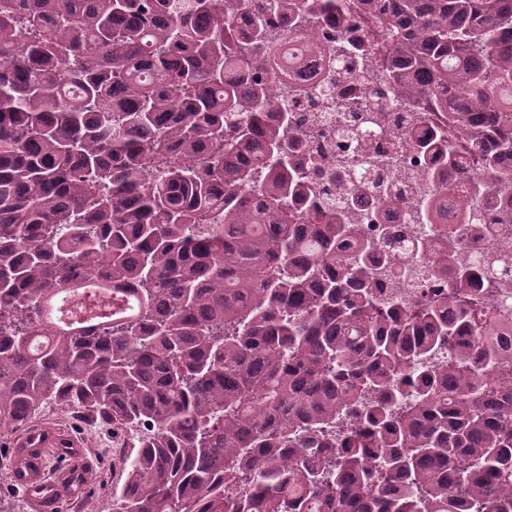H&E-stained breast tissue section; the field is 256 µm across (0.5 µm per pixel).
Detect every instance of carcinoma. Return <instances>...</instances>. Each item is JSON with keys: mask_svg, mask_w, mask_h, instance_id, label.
<instances>
[{"mask_svg": "<svg viewBox=\"0 0 512 512\" xmlns=\"http://www.w3.org/2000/svg\"><path fill=\"white\" fill-rule=\"evenodd\" d=\"M0 0V427L55 403L131 432L112 512H512L507 304L458 261L512 224V0ZM378 32L383 100L302 144L280 75ZM367 46L328 62L357 72ZM406 104L413 159L344 158ZM372 254L354 201L402 203ZM433 273L439 299L383 292ZM380 220L382 224L365 222L362 227L370 237L387 239L386 245L391 251H403L410 240V233L418 232L421 225L413 223V212L405 205L391 208L382 214Z\"/></svg>", "mask_w": 512, "mask_h": 512, "instance_id": "1", "label": "carcinoma"}]
</instances>
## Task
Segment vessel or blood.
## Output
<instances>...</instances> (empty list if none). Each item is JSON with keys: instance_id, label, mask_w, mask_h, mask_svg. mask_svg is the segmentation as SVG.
Returning <instances> with one entry per match:
<instances>
[{"instance_id": "1", "label": "vessel or blood", "mask_w": 512, "mask_h": 512, "mask_svg": "<svg viewBox=\"0 0 512 512\" xmlns=\"http://www.w3.org/2000/svg\"><path fill=\"white\" fill-rule=\"evenodd\" d=\"M71 434L38 426L20 440L19 459L25 466L13 470L12 478L30 500L34 512H57L66 485L73 478L65 451L78 447Z\"/></svg>"}]
</instances>
